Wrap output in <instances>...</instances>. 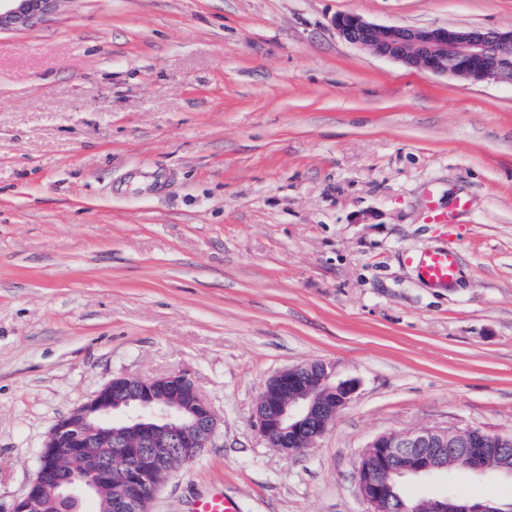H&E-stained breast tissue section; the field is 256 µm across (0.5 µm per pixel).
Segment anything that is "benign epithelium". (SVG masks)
Returning a JSON list of instances; mask_svg holds the SVG:
<instances>
[{"mask_svg": "<svg viewBox=\"0 0 512 512\" xmlns=\"http://www.w3.org/2000/svg\"><path fill=\"white\" fill-rule=\"evenodd\" d=\"M62 0H0V30L28 27L54 13ZM346 42L411 69L471 83H512V28H410L379 25L354 13L336 16ZM357 390L352 379H334L322 362L287 366L272 375L255 406L258 432L287 455L315 445ZM215 412L183 372L143 379L116 377L50 429L38 469L9 512H79L85 499L96 512H152L165 479L211 443ZM475 428H422L375 437L357 469L358 492L368 512L394 501L392 480L412 475L431 480L448 472L441 460L458 455L474 476L512 478V435ZM421 512H501L492 502L466 496H429Z\"/></svg>", "mask_w": 512, "mask_h": 512, "instance_id": "obj_1", "label": "benign epithelium"}]
</instances>
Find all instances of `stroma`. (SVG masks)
<instances>
[{
	"instance_id": "obj_1",
	"label": "stroma",
	"mask_w": 512,
	"mask_h": 512,
	"mask_svg": "<svg viewBox=\"0 0 512 512\" xmlns=\"http://www.w3.org/2000/svg\"><path fill=\"white\" fill-rule=\"evenodd\" d=\"M346 12L512 27V0H63L0 31V512L118 376L188 373L218 418L153 512H367L376 436L512 434V85L374 56ZM315 360L357 390L287 456L254 409ZM418 278L431 288H448L459 279L457 254L448 248L426 251L413 259Z\"/></svg>"
}]
</instances>
